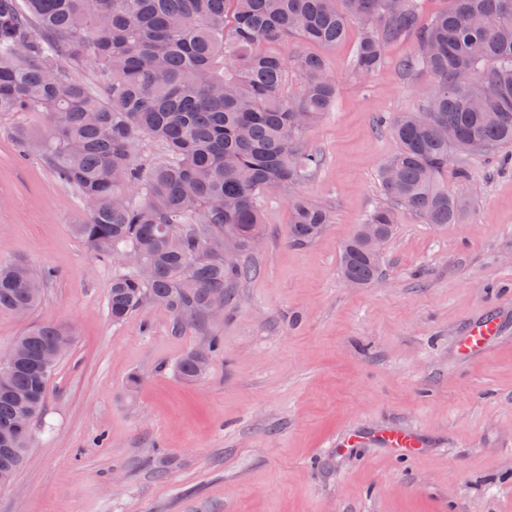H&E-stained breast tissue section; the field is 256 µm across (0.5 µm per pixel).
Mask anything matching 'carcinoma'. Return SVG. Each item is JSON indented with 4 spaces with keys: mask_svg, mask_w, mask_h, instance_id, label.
Here are the masks:
<instances>
[{
    "mask_svg": "<svg viewBox=\"0 0 512 512\" xmlns=\"http://www.w3.org/2000/svg\"><path fill=\"white\" fill-rule=\"evenodd\" d=\"M362 20L358 75L374 74L386 48L413 33L416 53L404 68L430 74L433 85L418 110L391 125L399 150L379 171L389 204L342 247L341 278L356 288L376 280L382 258L364 226L384 245L397 206L428 224L460 223L467 201L439 186L437 174L459 155L512 143V0H452L426 24L416 0H0V113L40 118L56 174L88 203L76 234L96 252L132 251L149 266L112 278V321L148 300L201 324L213 305L230 302L241 258L263 237L260 198L317 166L303 137L336 93L324 60L301 55L294 63L303 86L285 94L287 62L266 46L293 38L335 46ZM66 59L94 61L103 97L74 78ZM144 138L162 148L161 162H134ZM330 221L327 209L298 197L290 239L310 242ZM225 238L239 245L232 266L206 250ZM41 293L30 268L0 265V311L30 310ZM72 342L63 324L19 337L0 387V448L25 447L55 368L44 355L61 357ZM208 366L194 350L178 373L194 382ZM24 461L0 453V475H15Z\"/></svg>",
    "mask_w": 512,
    "mask_h": 512,
    "instance_id": "obj_1",
    "label": "carcinoma"
}]
</instances>
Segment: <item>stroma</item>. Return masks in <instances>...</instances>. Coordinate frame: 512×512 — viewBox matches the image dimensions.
<instances>
[{"mask_svg": "<svg viewBox=\"0 0 512 512\" xmlns=\"http://www.w3.org/2000/svg\"><path fill=\"white\" fill-rule=\"evenodd\" d=\"M358 40L353 26L334 48L272 45L289 60L321 55L336 81L304 136L321 163L293 193L262 199L263 242L223 319L204 326L176 329L148 304L112 322L119 267L73 231L86 201L39 148L37 116L0 115V264L43 278L34 310L0 311V363L34 327L74 334L0 512H512V158L463 157L462 178L441 171L439 185L471 201L463 221L437 229L401 211L379 278L347 287L340 247L386 202L391 121L432 84L403 68L414 36L367 78L352 69ZM20 127L32 141L16 139ZM296 194L333 215L304 245L289 238ZM485 317L499 337L463 355ZM212 340L207 376L182 380L180 358ZM389 424L417 430L422 452L341 450L348 434Z\"/></svg>", "mask_w": 512, "mask_h": 512, "instance_id": "stroma-1", "label": "stroma"}]
</instances>
